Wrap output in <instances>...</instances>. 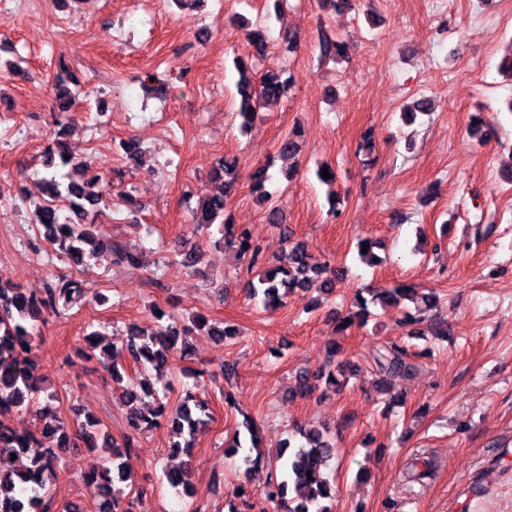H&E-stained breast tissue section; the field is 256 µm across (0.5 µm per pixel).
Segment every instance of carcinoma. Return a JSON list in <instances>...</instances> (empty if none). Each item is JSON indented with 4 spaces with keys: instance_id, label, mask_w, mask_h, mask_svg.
<instances>
[{
    "instance_id": "obj_1",
    "label": "carcinoma",
    "mask_w": 512,
    "mask_h": 512,
    "mask_svg": "<svg viewBox=\"0 0 512 512\" xmlns=\"http://www.w3.org/2000/svg\"><path fill=\"white\" fill-rule=\"evenodd\" d=\"M251 56L263 55L268 42L258 28L245 33ZM239 72L237 92L240 96L239 115L242 127L250 126L258 118L257 101L279 99L294 85L295 77L284 78L279 73L267 72L259 83H254L249 68L241 58L236 60ZM64 78L58 79L56 107L59 113L58 135L65 134L69 113L76 103L77 93L65 87ZM299 132L284 134L278 142L277 152L292 157L299 152ZM68 154L65 144L58 140L46 154V168L58 166L67 169L44 176L43 197L30 201L34 221L43 228V237L56 252L68 257L75 264H82L102 250L110 249L121 262L133 263L137 256L126 252L105 235L91 231L93 218L109 208L105 197L104 178L92 165ZM214 181L220 182V191L204 197L193 211V229L209 230L217 227L218 234H228L238 243V256L246 261L251 271L263 265L260 245L254 242L247 228L235 226L224 218L226 200L233 193L238 181L236 163L224 158L212 171ZM290 264L286 267H267L258 274L257 281H248L252 298L262 297L266 307L285 304L290 295L306 297L315 290L330 295L342 280V270L310 265L304 248L295 244L289 247ZM86 291L75 279L61 277L48 284L42 295L28 293L25 289L0 280V457L14 455L26 460L20 471L0 468V512H52L53 495L50 483L56 475L58 451L62 448H104L100 464L87 476L101 489L97 512H132V500L126 489L132 487L130 474L122 459L131 451L134 435L150 431L162 425V419L170 417L171 433L177 438L173 448L190 447L199 430L210 419L208 404L189 389L179 394L175 408L169 406L170 388L164 385L169 354L176 349H189L187 338L193 327H206L211 336H231L234 327L209 323L205 317H194V326L175 322L160 324L155 331L146 334L135 326L122 333L105 334L94 329L83 336L84 355L97 359L100 366L114 380L122 379L128 367L154 372L162 390H154L143 382L132 384L122 394L123 402L132 406L141 400V392L154 396L155 404L144 412H134L130 417L132 434L123 442L115 441L102 428L100 420L87 416L70 426L59 411V397L45 385V377L39 373L35 358L36 326L45 315L62 307L80 302ZM436 300L433 294H423L413 285H400L392 289H373L369 297L356 298L358 311L343 318L341 327H350L354 320H365L369 306H400L406 302L415 306L416 313L405 314L404 325L422 322L419 313L430 308ZM374 363L382 372L409 374L413 371L405 348L391 344L376 352ZM322 379L331 387L339 388L342 382L333 369L322 370L315 375L304 372L299 376L297 389L302 395L312 391L313 379ZM25 414L34 416L33 428L21 430L14 420ZM299 438L282 445L277 456L280 480L266 492V499L278 503L285 512H334L333 498L326 469L335 457L336 446L323 432L313 429L299 431ZM125 487H119V484Z\"/></svg>"
}]
</instances>
